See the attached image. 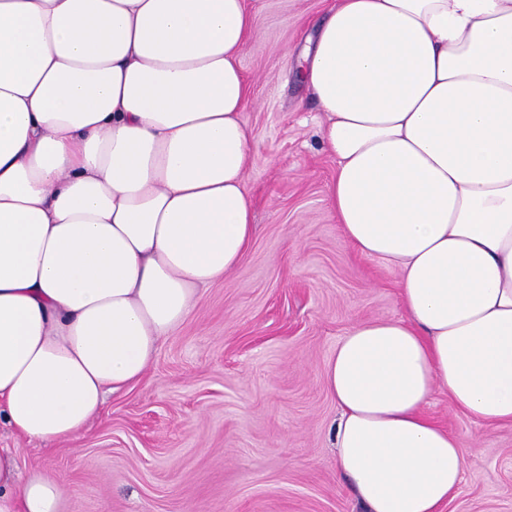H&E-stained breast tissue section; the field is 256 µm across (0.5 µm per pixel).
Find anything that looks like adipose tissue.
Segmentation results:
<instances>
[{"label": "adipose tissue", "mask_w": 512, "mask_h": 512, "mask_svg": "<svg viewBox=\"0 0 512 512\" xmlns=\"http://www.w3.org/2000/svg\"><path fill=\"white\" fill-rule=\"evenodd\" d=\"M246 0H0V418L74 438L256 234ZM300 77L346 240L404 316L324 365L366 512H443L464 468L424 407L512 423V0H334ZM0 449V512H62Z\"/></svg>", "instance_id": "1"}]
</instances>
